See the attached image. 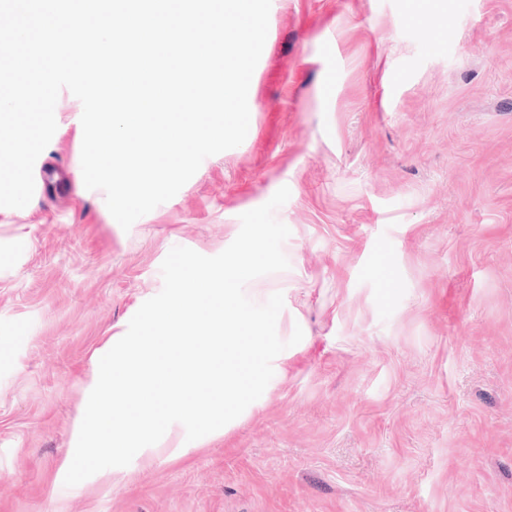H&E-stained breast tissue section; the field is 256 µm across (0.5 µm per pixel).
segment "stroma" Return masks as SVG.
Masks as SVG:
<instances>
[{
	"mask_svg": "<svg viewBox=\"0 0 512 512\" xmlns=\"http://www.w3.org/2000/svg\"><path fill=\"white\" fill-rule=\"evenodd\" d=\"M244 142L130 230L61 90L35 192L0 210V512H512V0H272ZM288 270L262 396L65 487L94 350L280 187Z\"/></svg>",
	"mask_w": 512,
	"mask_h": 512,
	"instance_id": "35a3bbf8",
	"label": "stroma"
}]
</instances>
